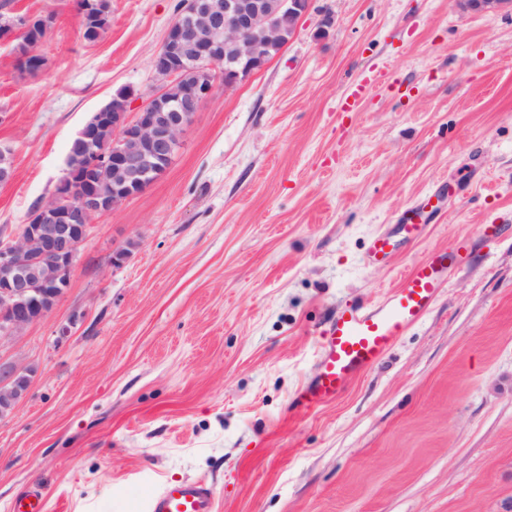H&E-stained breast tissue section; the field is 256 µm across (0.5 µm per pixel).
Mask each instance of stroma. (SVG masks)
<instances>
[{
    "label": "stroma",
    "mask_w": 512,
    "mask_h": 512,
    "mask_svg": "<svg viewBox=\"0 0 512 512\" xmlns=\"http://www.w3.org/2000/svg\"><path fill=\"white\" fill-rule=\"evenodd\" d=\"M180 5L112 0L89 43L75 0H0L53 18L37 73L0 40V237L54 190L94 112L152 93ZM427 199L424 235L393 268L368 263ZM458 237L472 259L426 315L294 418L336 308L382 300ZM0 354L38 369L0 420V512L34 490L45 512H145L187 479L217 512H512V15L313 0L262 70L216 88L166 172L95 219L65 295Z\"/></svg>",
    "instance_id": "obj_1"
}]
</instances>
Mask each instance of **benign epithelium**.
<instances>
[{
    "instance_id": "7a95c632",
    "label": "benign epithelium",
    "mask_w": 512,
    "mask_h": 512,
    "mask_svg": "<svg viewBox=\"0 0 512 512\" xmlns=\"http://www.w3.org/2000/svg\"><path fill=\"white\" fill-rule=\"evenodd\" d=\"M104 0L79 7L86 17L98 10L95 28L110 25ZM470 13L496 14L512 9V0H458ZM310 0H182L163 45L152 59L157 86L150 100L127 118L128 97L116 95L96 112L73 139L94 156L93 164L116 173L112 193L78 186L67 171L48 199L40 202L32 222L11 238H0V343L13 339L42 319L68 287L80 248L95 219L114 212L164 173L181 130L210 98L217 82L229 90L267 62L268 50L280 49L296 34ZM40 22L30 15L0 17V38L22 36ZM181 85L177 96L171 89ZM112 113V142L96 147L99 122ZM34 366L0 357V419L28 394Z\"/></svg>"
}]
</instances>
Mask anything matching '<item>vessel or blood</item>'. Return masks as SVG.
Masks as SVG:
<instances>
[{"mask_svg": "<svg viewBox=\"0 0 512 512\" xmlns=\"http://www.w3.org/2000/svg\"><path fill=\"white\" fill-rule=\"evenodd\" d=\"M424 213L421 207L411 210L404 224L398 225V233L407 240L420 238L426 229ZM367 257L391 264L395 257L391 237H376ZM469 257L464 243H451L445 251L425 255L381 302L337 308L320 333L317 371L292 400L294 413L334 402L354 379L378 363L398 336L423 317L450 270ZM147 512H216V498L201 481L170 483L149 498Z\"/></svg>", "mask_w": 512, "mask_h": 512, "instance_id": "obj_1", "label": "vessel or blood"}]
</instances>
